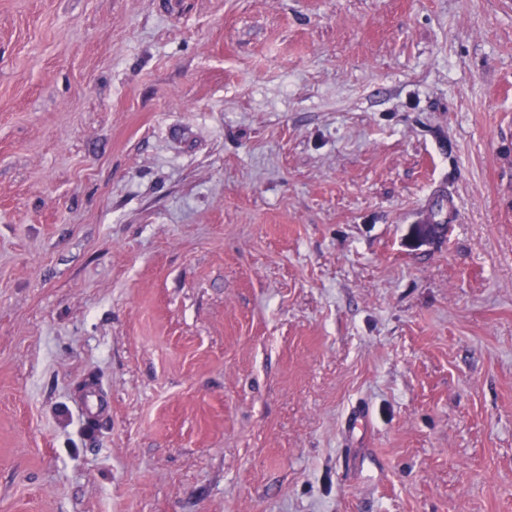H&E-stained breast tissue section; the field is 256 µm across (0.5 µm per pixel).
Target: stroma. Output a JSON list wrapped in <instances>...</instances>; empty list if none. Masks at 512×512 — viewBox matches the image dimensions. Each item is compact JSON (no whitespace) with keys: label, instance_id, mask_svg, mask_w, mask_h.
Segmentation results:
<instances>
[{"label":"stroma","instance_id":"stroma-1","mask_svg":"<svg viewBox=\"0 0 512 512\" xmlns=\"http://www.w3.org/2000/svg\"><path fill=\"white\" fill-rule=\"evenodd\" d=\"M0 512H512V0H0Z\"/></svg>","mask_w":512,"mask_h":512}]
</instances>
